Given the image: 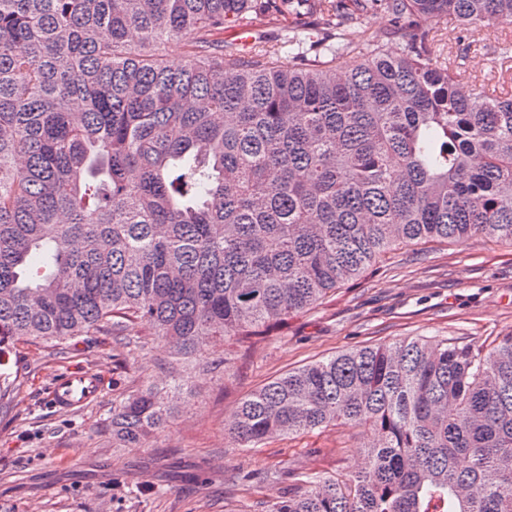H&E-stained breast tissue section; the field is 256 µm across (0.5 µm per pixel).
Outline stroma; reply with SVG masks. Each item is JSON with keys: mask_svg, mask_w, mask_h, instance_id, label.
<instances>
[{"mask_svg": "<svg viewBox=\"0 0 512 512\" xmlns=\"http://www.w3.org/2000/svg\"><path fill=\"white\" fill-rule=\"evenodd\" d=\"M495 40L452 43L461 79L488 74ZM512 334V246L486 238L428 242L385 254L355 284L336 289L251 343L217 337L192 370L190 396H173L168 425L135 448L112 445V405L141 385L170 380L172 349L148 328L128 343L101 332L0 356L16 388L0 413V512H269L312 472L349 476L372 429L342 422L259 448L235 447L224 426L247 395L289 370L403 337L475 346ZM104 383L86 405L62 409L50 389L69 369Z\"/></svg>", "mask_w": 512, "mask_h": 512, "instance_id": "1", "label": "stroma"}]
</instances>
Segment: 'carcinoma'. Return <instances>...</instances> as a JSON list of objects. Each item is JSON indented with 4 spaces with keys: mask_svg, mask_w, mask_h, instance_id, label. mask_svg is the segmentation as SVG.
Listing matches in <instances>:
<instances>
[{
    "mask_svg": "<svg viewBox=\"0 0 512 512\" xmlns=\"http://www.w3.org/2000/svg\"><path fill=\"white\" fill-rule=\"evenodd\" d=\"M376 10L395 56L351 38ZM253 14L286 40H224ZM500 25L512 0H0V353L141 325L180 387L211 337L262 336L401 244L512 245V91L462 83L441 49ZM171 417L147 385L112 405V441ZM336 421L381 436L364 470L270 512H512V336L356 347L227 427L257 448Z\"/></svg>",
    "mask_w": 512,
    "mask_h": 512,
    "instance_id": "obj_1",
    "label": "carcinoma"
}]
</instances>
